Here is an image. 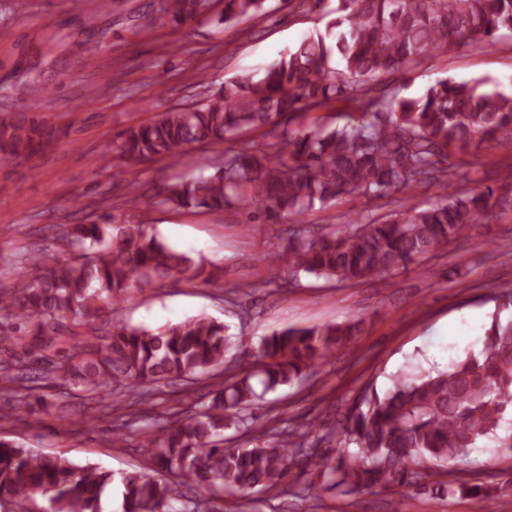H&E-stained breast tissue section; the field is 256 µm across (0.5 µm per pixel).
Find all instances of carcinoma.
<instances>
[{
  "label": "carcinoma",
  "instance_id": "obj_1",
  "mask_svg": "<svg viewBox=\"0 0 512 512\" xmlns=\"http://www.w3.org/2000/svg\"><path fill=\"white\" fill-rule=\"evenodd\" d=\"M267 0H224L221 21L264 11ZM210 0H160L149 24L179 27L205 15ZM325 29L307 36L258 79L239 75L188 108L163 112L128 128L116 148L129 162L187 159L189 149L224 145L214 173L181 178L153 195L170 209L241 206L268 223L298 221L346 194L370 199L467 179L475 140L512 141V93L482 80L440 79L420 97H403L386 79L409 65L463 46L512 38V0H338ZM337 102L360 116L344 124L283 131L275 141L241 143L246 129L281 127ZM39 104L0 123V160L46 147L57 131L31 116ZM512 211V191L462 188L420 208L357 215L325 233L289 226L294 274L355 281L425 256L468 233L490 213ZM70 258L35 249L13 254L15 279L0 289V393L11 408L34 416L37 388L75 389L98 400L100 412L130 409L161 388L211 375L208 401L176 419L143 428L141 469L121 475L123 512H219L224 494L282 493L292 470L306 497L315 490L354 494L406 487L429 501L456 494L485 503L512 495V483L471 484L454 475L432 482V466L496 439L512 411V320H492L482 349L445 371L402 372L383 394L366 385L334 422L302 432L275 427L257 444L224 447V431H260L252 407L279 386L300 381L364 329L365 321L288 329L266 337L260 368L224 365L229 327L198 316L158 329L118 317L96 326L98 303L112 312L129 293L156 283L216 274L203 257L177 251L156 233L125 224H65ZM85 329L71 331L67 315ZM166 473L160 480L153 473ZM114 481L96 465L77 466L0 437V510L29 502L33 512H102Z\"/></svg>",
  "mask_w": 512,
  "mask_h": 512
}]
</instances>
